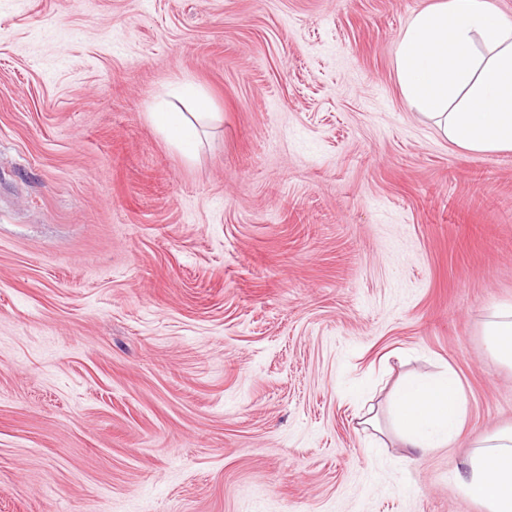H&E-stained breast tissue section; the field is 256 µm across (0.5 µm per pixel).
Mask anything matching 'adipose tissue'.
<instances>
[{
	"mask_svg": "<svg viewBox=\"0 0 512 512\" xmlns=\"http://www.w3.org/2000/svg\"><path fill=\"white\" fill-rule=\"evenodd\" d=\"M393 56L407 104L451 143L478 152L512 151V19L490 0H442L416 13ZM172 93L186 110L158 106L152 122L171 143L194 153L198 126L212 115L211 102L186 82ZM485 336L493 357L512 367V305L493 308ZM390 407L405 447L420 452L452 443L467 412L451 371L407 380L393 393ZM476 446L461 484L487 512H512V427L484 436Z\"/></svg>",
	"mask_w": 512,
	"mask_h": 512,
	"instance_id": "ef3b65f1",
	"label": "adipose tissue"
}]
</instances>
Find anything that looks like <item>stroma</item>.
<instances>
[{
	"instance_id": "1",
	"label": "stroma",
	"mask_w": 512,
	"mask_h": 512,
	"mask_svg": "<svg viewBox=\"0 0 512 512\" xmlns=\"http://www.w3.org/2000/svg\"><path fill=\"white\" fill-rule=\"evenodd\" d=\"M435 2L0 0V512H486L512 152L405 102ZM448 369L458 437L403 447L391 391ZM172 93L186 103L190 112H181L174 106L158 105L151 114L152 122L171 143L187 154L194 153L199 144L198 124L213 114L211 102L187 82L176 85Z\"/></svg>"
}]
</instances>
